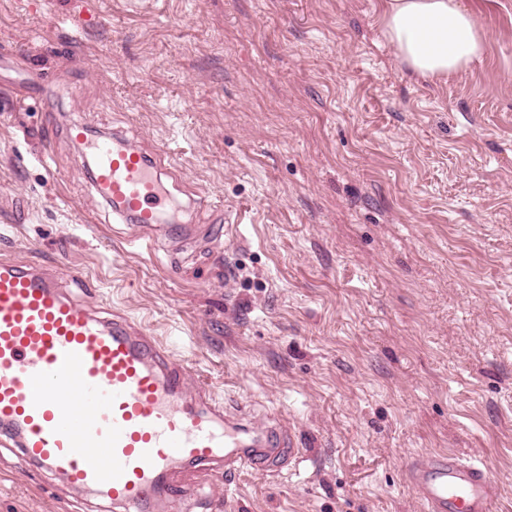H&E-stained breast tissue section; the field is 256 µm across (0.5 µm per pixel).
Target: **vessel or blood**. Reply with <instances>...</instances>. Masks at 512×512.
Here are the masks:
<instances>
[{
  "mask_svg": "<svg viewBox=\"0 0 512 512\" xmlns=\"http://www.w3.org/2000/svg\"><path fill=\"white\" fill-rule=\"evenodd\" d=\"M83 147L94 186L125 224L151 229L168 205L155 161L120 136ZM0 447L72 486L104 492L126 512L183 502L178 476L218 467L273 470L296 459L292 430L225 414L188 369L129 320L101 317L64 292L43 266L0 259ZM408 478L424 512H491L500 495L477 462L436 453L414 460Z\"/></svg>",
  "mask_w": 512,
  "mask_h": 512,
  "instance_id": "vessel-or-blood-1",
  "label": "vessel or blood"
}]
</instances>
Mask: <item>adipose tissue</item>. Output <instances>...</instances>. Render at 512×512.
<instances>
[{"label": "adipose tissue", "instance_id": "ef3b65f1", "mask_svg": "<svg viewBox=\"0 0 512 512\" xmlns=\"http://www.w3.org/2000/svg\"><path fill=\"white\" fill-rule=\"evenodd\" d=\"M383 34L399 66L444 82L480 59L485 36L461 0H383Z\"/></svg>", "mask_w": 512, "mask_h": 512}]
</instances>
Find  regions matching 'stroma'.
I'll return each mask as SVG.
<instances>
[{
    "label": "stroma",
    "mask_w": 512,
    "mask_h": 512,
    "mask_svg": "<svg viewBox=\"0 0 512 512\" xmlns=\"http://www.w3.org/2000/svg\"><path fill=\"white\" fill-rule=\"evenodd\" d=\"M462 2L485 51L433 84L381 0H0V258L295 429L276 470L186 472L191 512H422L442 451L512 512V0ZM76 121L173 148L181 233L113 221ZM0 512L114 510L0 447Z\"/></svg>",
    "instance_id": "35a3bbf8"
}]
</instances>
